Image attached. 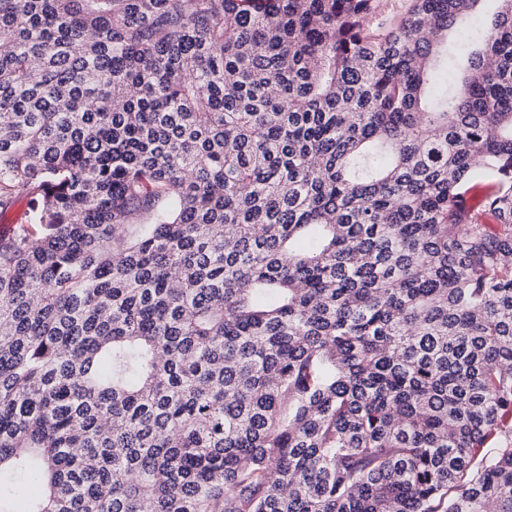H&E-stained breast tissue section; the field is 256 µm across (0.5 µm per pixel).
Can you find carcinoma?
Wrapping results in <instances>:
<instances>
[{"label": "carcinoma", "mask_w": 512, "mask_h": 512, "mask_svg": "<svg viewBox=\"0 0 512 512\" xmlns=\"http://www.w3.org/2000/svg\"><path fill=\"white\" fill-rule=\"evenodd\" d=\"M477 2L0 0V512H512Z\"/></svg>", "instance_id": "cac0c4a2"}]
</instances>
